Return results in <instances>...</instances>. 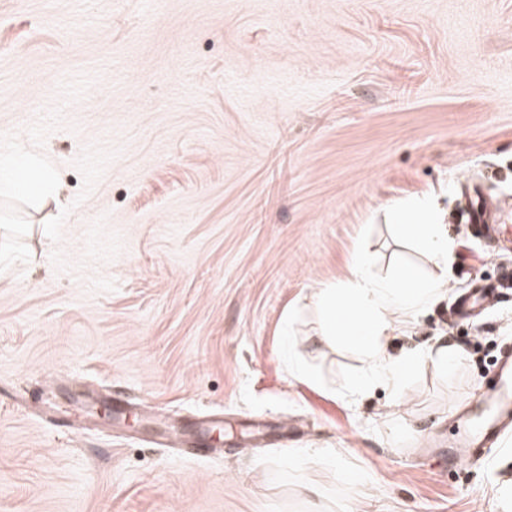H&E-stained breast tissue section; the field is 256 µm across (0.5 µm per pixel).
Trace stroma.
<instances>
[{
    "instance_id": "obj_1",
    "label": "stroma",
    "mask_w": 512,
    "mask_h": 512,
    "mask_svg": "<svg viewBox=\"0 0 512 512\" xmlns=\"http://www.w3.org/2000/svg\"><path fill=\"white\" fill-rule=\"evenodd\" d=\"M29 153L65 206L0 194V512H512V425L423 451L512 345V288L453 316L512 270V0H0V157ZM411 198L458 249L390 342L421 364L355 398L315 294L361 248L433 274L385 218ZM500 428L497 422L478 423L472 427L470 444L476 448H448V465L458 466L461 461V450L464 449L466 456L470 455L473 450H480L487 444H492L497 439Z\"/></svg>"
}]
</instances>
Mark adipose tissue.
<instances>
[{
    "label": "adipose tissue",
    "instance_id": "ef3b65f1",
    "mask_svg": "<svg viewBox=\"0 0 512 512\" xmlns=\"http://www.w3.org/2000/svg\"><path fill=\"white\" fill-rule=\"evenodd\" d=\"M387 218L402 238L434 262L441 274L422 278L406 268L380 278L371 272L369 256L362 251L355 256L345 282L319 290L318 340L324 346L344 340L358 349L367 365L353 385L358 393L377 381L401 377L420 363L421 355L415 351L398 362H387L389 334L398 317L415 313L442 292L447 284L443 272L457 248L433 202H405L389 208Z\"/></svg>",
    "mask_w": 512,
    "mask_h": 512
}]
</instances>
